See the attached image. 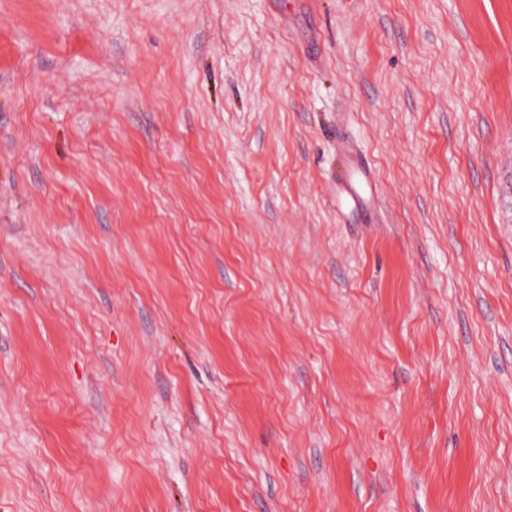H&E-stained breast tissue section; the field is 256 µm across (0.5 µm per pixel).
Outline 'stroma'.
<instances>
[{"instance_id": "35a3bbf8", "label": "stroma", "mask_w": 512, "mask_h": 512, "mask_svg": "<svg viewBox=\"0 0 512 512\" xmlns=\"http://www.w3.org/2000/svg\"><path fill=\"white\" fill-rule=\"evenodd\" d=\"M511 196L512 0H0V512H512ZM343 154L330 188L336 213L349 223L374 224L375 204L381 193L377 174L358 150L344 147Z\"/></svg>"}]
</instances>
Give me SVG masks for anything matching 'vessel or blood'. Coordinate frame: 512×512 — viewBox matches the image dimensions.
Instances as JSON below:
<instances>
[{"mask_svg":"<svg viewBox=\"0 0 512 512\" xmlns=\"http://www.w3.org/2000/svg\"><path fill=\"white\" fill-rule=\"evenodd\" d=\"M343 154L330 190L336 212L349 223H375V204L381 193L377 174L359 151L347 147Z\"/></svg>","mask_w":512,"mask_h":512,"instance_id":"1","label":"vessel or blood"}]
</instances>
